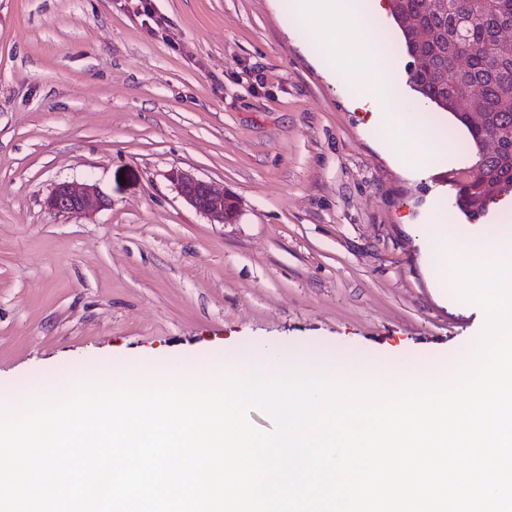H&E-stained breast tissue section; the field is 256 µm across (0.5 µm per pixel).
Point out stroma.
Segmentation results:
<instances>
[{
  "label": "stroma",
  "mask_w": 512,
  "mask_h": 512,
  "mask_svg": "<svg viewBox=\"0 0 512 512\" xmlns=\"http://www.w3.org/2000/svg\"><path fill=\"white\" fill-rule=\"evenodd\" d=\"M0 0V401L27 388L187 370L273 349L317 368L359 361L374 384L408 367L450 377L483 335L480 308L436 288L421 227L482 246L454 207L451 164L420 173L353 109L303 13L277 0ZM401 117L420 109L389 16ZM181 168L239 198L213 224L168 179ZM95 183L107 207L63 217L43 200Z\"/></svg>",
  "instance_id": "35a3bbf8"
}]
</instances>
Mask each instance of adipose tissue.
I'll list each match as a JSON object with an SVG mask.
<instances>
[{"label": "adipose tissue", "instance_id": "1", "mask_svg": "<svg viewBox=\"0 0 512 512\" xmlns=\"http://www.w3.org/2000/svg\"><path fill=\"white\" fill-rule=\"evenodd\" d=\"M300 9L318 33L321 46L336 57L343 68H359L367 77L352 99L358 111L370 113L373 121L387 127L388 144L410 168L423 169L455 155L452 141H440L435 150L424 146V134L395 119L389 105L397 96L387 82L389 63L378 51L370 30V16L357 0H302Z\"/></svg>", "mask_w": 512, "mask_h": 512}]
</instances>
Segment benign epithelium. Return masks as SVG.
<instances>
[{
    "mask_svg": "<svg viewBox=\"0 0 512 512\" xmlns=\"http://www.w3.org/2000/svg\"><path fill=\"white\" fill-rule=\"evenodd\" d=\"M169 179L180 197L210 223L229 224L238 214V201L233 193L186 170H172ZM44 204L61 216H86L107 206L108 201L94 184L63 181L51 189Z\"/></svg>",
    "mask_w": 512,
    "mask_h": 512,
    "instance_id": "1",
    "label": "benign epithelium"
}]
</instances>
